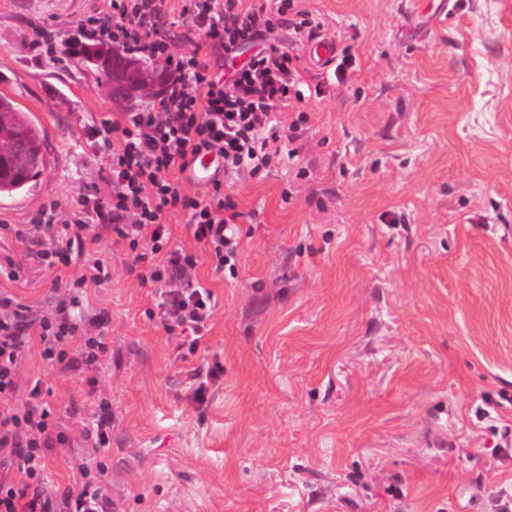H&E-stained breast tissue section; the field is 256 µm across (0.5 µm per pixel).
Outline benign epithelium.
Instances as JSON below:
<instances>
[{"instance_id": "1", "label": "benign epithelium", "mask_w": 512, "mask_h": 512, "mask_svg": "<svg viewBox=\"0 0 512 512\" xmlns=\"http://www.w3.org/2000/svg\"><path fill=\"white\" fill-rule=\"evenodd\" d=\"M98 66L108 77V91L112 101L118 104L132 102L139 96H159L163 92L164 76L161 67L149 73L133 58L120 53L111 46L93 52ZM11 156L20 166L40 162V156L31 153L18 138H12Z\"/></svg>"}]
</instances>
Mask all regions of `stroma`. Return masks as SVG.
Returning a JSON list of instances; mask_svg holds the SVG:
<instances>
[{
  "label": "stroma",
  "instance_id": "obj_1",
  "mask_svg": "<svg viewBox=\"0 0 512 512\" xmlns=\"http://www.w3.org/2000/svg\"><path fill=\"white\" fill-rule=\"evenodd\" d=\"M96 0H0V96L43 130L46 164L0 198V290L53 317L78 300L81 332L107 353L89 387L43 362L18 365L66 428L47 460L53 496L100 456L121 512H499L512 496V0H301L315 36L278 30L321 96L290 152L241 169L234 270L215 269L175 208L172 245L193 253L214 307L196 346L165 331L111 225L93 224L109 279L67 287L96 255L48 267L13 229L67 224L77 194L112 200L105 121L122 119L77 38ZM335 42L351 67L327 78L308 54ZM206 384L207 399L193 396ZM112 406L107 448L85 432Z\"/></svg>",
  "mask_w": 512,
  "mask_h": 512
}]
</instances>
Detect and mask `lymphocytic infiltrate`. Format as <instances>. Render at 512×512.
<instances>
[{
    "label": "lymphocytic infiltrate",
    "mask_w": 512,
    "mask_h": 512,
    "mask_svg": "<svg viewBox=\"0 0 512 512\" xmlns=\"http://www.w3.org/2000/svg\"><path fill=\"white\" fill-rule=\"evenodd\" d=\"M181 12L190 15L197 43L190 55L174 58L166 56L160 36L170 16L169 0H102L97 9L101 28L116 29L125 52L145 59L165 56L171 78L157 107L113 123L112 205L79 195L80 219L67 246L81 254L98 244L90 233L93 218L111 224L130 247L149 239L152 263L146 276L164 289V327L197 337L211 315L212 294L191 279L196 259L171 246L163 216L177 206L190 211L194 239L208 248L220 270L236 253L238 228L230 215L235 205L218 193L209 202L187 196L172 174L203 151L219 154L228 174L270 166L281 141H294L308 117L301 111L280 126L279 105L304 101L305 94L292 56L268 38L283 22L295 33L311 35L320 24L299 0H268L261 6L251 0H182ZM247 46L255 52L240 69L223 79L214 75L208 55L233 59ZM0 310L8 313L0 319V399L16 393L18 362L31 340H38L45 362L64 370L94 367L107 351L102 337L80 335L68 306H61L58 318L37 322L27 306L0 291ZM67 441L40 384L32 385L21 407L0 409V469L13 467L19 474L0 480V512H112L108 468L100 460L81 463L79 481L60 500L42 495L48 454Z\"/></svg>",
    "instance_id": "f902f5d3"
}]
</instances>
